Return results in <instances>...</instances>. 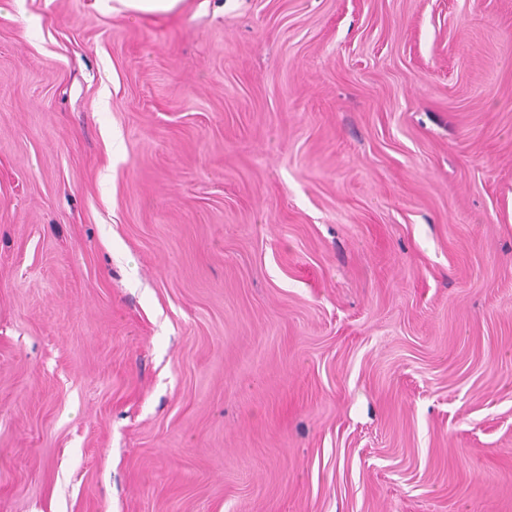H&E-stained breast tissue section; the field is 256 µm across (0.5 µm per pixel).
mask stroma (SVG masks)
I'll return each mask as SVG.
<instances>
[{"label":"stroma","instance_id":"obj_1","mask_svg":"<svg viewBox=\"0 0 512 512\" xmlns=\"http://www.w3.org/2000/svg\"><path fill=\"white\" fill-rule=\"evenodd\" d=\"M0 512H512V0H0ZM111 0L97 1L98 7L112 10V12L123 11L136 16H157L165 17L177 14L183 7L185 0ZM114 4H118L119 7Z\"/></svg>","mask_w":512,"mask_h":512}]
</instances>
